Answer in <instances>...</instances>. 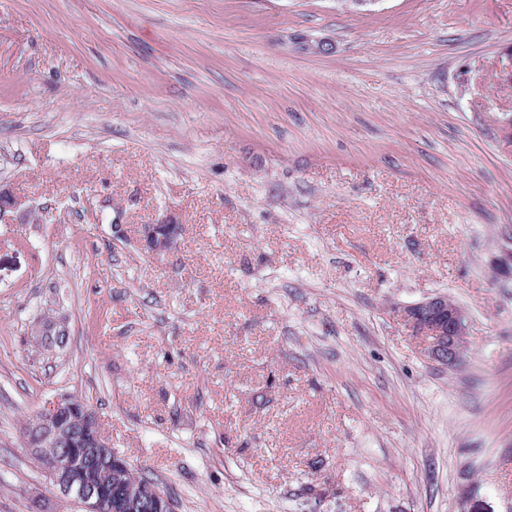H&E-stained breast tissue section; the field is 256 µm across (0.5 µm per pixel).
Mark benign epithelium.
Here are the masks:
<instances>
[{"label": "benign epithelium", "mask_w": 512, "mask_h": 512, "mask_svg": "<svg viewBox=\"0 0 512 512\" xmlns=\"http://www.w3.org/2000/svg\"><path fill=\"white\" fill-rule=\"evenodd\" d=\"M299 48L311 55L335 52L326 38L303 36ZM27 212L25 202L6 188H0V223L12 224ZM175 223L161 219L144 230L143 246L162 255L174 247L171 235ZM401 316L422 344L429 362L451 367L465 348L466 313L438 294L406 305ZM29 448L39 459L53 493L75 498L82 512H112V497L120 495L132 512H175V506L159 494L144 501L130 490L113 489L112 469L127 466L102 434L93 411L60 397L37 411L29 420Z\"/></svg>", "instance_id": "obj_1"}]
</instances>
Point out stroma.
<instances>
[{"mask_svg":"<svg viewBox=\"0 0 512 512\" xmlns=\"http://www.w3.org/2000/svg\"><path fill=\"white\" fill-rule=\"evenodd\" d=\"M506 113L512 0H0V512L62 396L177 512H512ZM27 212L25 202L6 188H0V223L14 224L16 218ZM171 219H161L155 224H149L143 235V246L153 254L162 255L173 249L174 237L170 234L174 226ZM401 316L422 344L429 362L454 366L465 348L466 313L438 294L406 305Z\"/></svg>","mask_w":512,"mask_h":512,"instance_id":"1","label":"stroma"}]
</instances>
